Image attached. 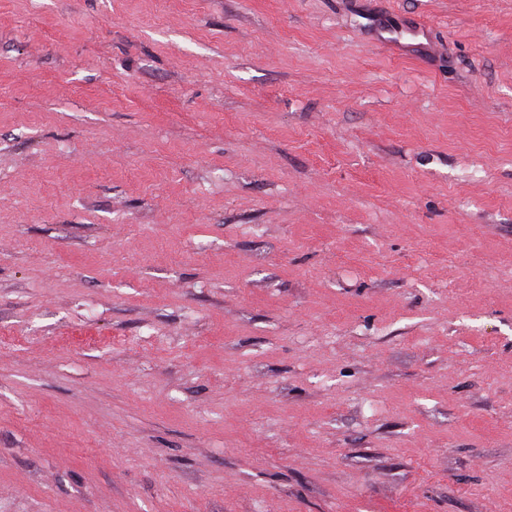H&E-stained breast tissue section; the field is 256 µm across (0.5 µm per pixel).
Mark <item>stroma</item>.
<instances>
[{
  "label": "stroma",
  "instance_id": "stroma-1",
  "mask_svg": "<svg viewBox=\"0 0 512 512\" xmlns=\"http://www.w3.org/2000/svg\"><path fill=\"white\" fill-rule=\"evenodd\" d=\"M0 512H512V0H0ZM424 35V29L421 26H408L397 21H391L380 25L378 42L393 48L395 51H408L410 42H405V37H410L412 41Z\"/></svg>",
  "mask_w": 512,
  "mask_h": 512
}]
</instances>
